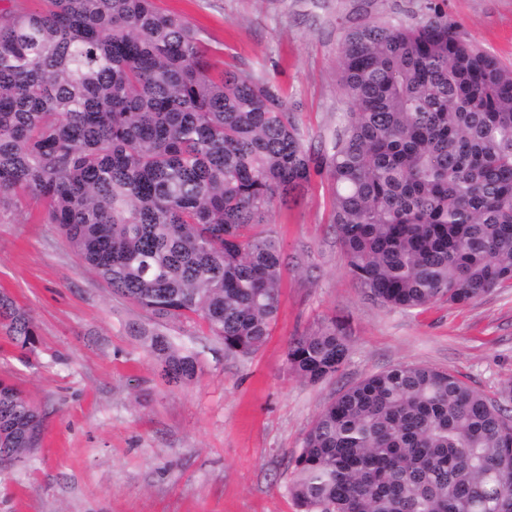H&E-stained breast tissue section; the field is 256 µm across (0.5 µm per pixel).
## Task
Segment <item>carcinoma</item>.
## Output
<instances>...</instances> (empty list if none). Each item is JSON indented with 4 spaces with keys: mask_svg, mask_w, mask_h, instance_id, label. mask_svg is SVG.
<instances>
[{
    "mask_svg": "<svg viewBox=\"0 0 512 512\" xmlns=\"http://www.w3.org/2000/svg\"><path fill=\"white\" fill-rule=\"evenodd\" d=\"M419 18L348 28L336 71L350 110L305 147L297 105L254 72L214 73L201 30L155 0L0 9V199L32 194L84 264L144 312L133 335L170 386L197 352L169 322L203 321L256 354L288 269L274 206L323 174L350 274L387 307L467 304L512 284V67L435 0ZM23 353L30 315L0 294ZM344 324L288 344L289 369L336 375ZM512 378L486 396L397 364L342 390L310 427L288 486L300 512H512ZM43 417L0 379V458L39 447Z\"/></svg>",
    "mask_w": 512,
    "mask_h": 512,
    "instance_id": "cac0c4a2",
    "label": "carcinoma"
}]
</instances>
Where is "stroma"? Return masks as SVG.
Instances as JSON below:
<instances>
[{
    "label": "stroma",
    "instance_id": "35a3bbf8",
    "mask_svg": "<svg viewBox=\"0 0 512 512\" xmlns=\"http://www.w3.org/2000/svg\"><path fill=\"white\" fill-rule=\"evenodd\" d=\"M425 0H156L200 28L217 69L258 72L298 102L311 150L327 147L349 105L336 52L349 26L420 13ZM467 37L512 63V0H444ZM330 183L315 178L273 229L288 259L266 345L225 353L203 323L184 325L199 352L178 388L155 373L130 333L142 311L45 220L31 195L0 201V292L37 326L21 357L0 331V378L44 413L40 448L0 469V512H297L292 459L317 415L345 387L398 364L447 370L486 395L512 378V287L464 305L401 311L373 301L347 269L331 222ZM344 320L348 354L308 383L286 362L291 338Z\"/></svg>",
    "mask_w": 512,
    "mask_h": 512
}]
</instances>
